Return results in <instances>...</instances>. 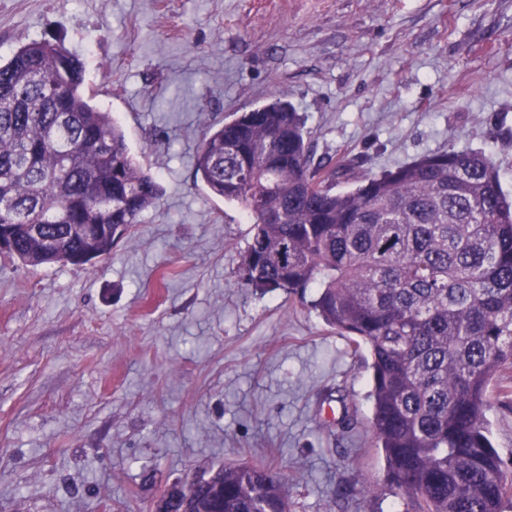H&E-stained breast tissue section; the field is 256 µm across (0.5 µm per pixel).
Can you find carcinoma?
Here are the masks:
<instances>
[{
	"mask_svg": "<svg viewBox=\"0 0 512 512\" xmlns=\"http://www.w3.org/2000/svg\"><path fill=\"white\" fill-rule=\"evenodd\" d=\"M83 84V62L49 41L0 62V235L25 266L109 256L160 193ZM195 168L250 221L247 283L317 288L324 323L368 347L374 443L409 512H505L512 464L485 415L512 369V196L492 156L450 147L338 192L347 166L313 163L275 99L210 128ZM283 483L226 466L197 507L288 512Z\"/></svg>",
	"mask_w": 512,
	"mask_h": 512,
	"instance_id": "obj_1",
	"label": "carcinoma"
}]
</instances>
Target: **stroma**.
<instances>
[{
	"label": "stroma",
	"mask_w": 512,
	"mask_h": 512,
	"mask_svg": "<svg viewBox=\"0 0 512 512\" xmlns=\"http://www.w3.org/2000/svg\"><path fill=\"white\" fill-rule=\"evenodd\" d=\"M34 40L83 61L161 191L95 266L0 255V512H149L238 463L282 473L289 512H405L368 352L315 289L246 284L250 223L194 156L278 97L314 161L378 176L466 148L512 194V0H0V58Z\"/></svg>",
	"instance_id": "35a3bbf8"
}]
</instances>
